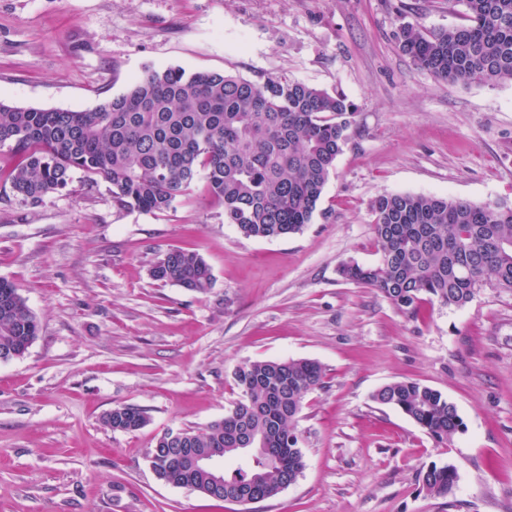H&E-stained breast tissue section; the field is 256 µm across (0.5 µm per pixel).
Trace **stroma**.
Masks as SVG:
<instances>
[{
    "label": "stroma",
    "instance_id": "35a3bbf8",
    "mask_svg": "<svg viewBox=\"0 0 512 512\" xmlns=\"http://www.w3.org/2000/svg\"><path fill=\"white\" fill-rule=\"evenodd\" d=\"M460 0H0V102L91 110L148 70L285 76L339 91L358 111L314 219L243 236L197 180L162 214L116 209L107 182L75 173L33 205L0 151V279L40 332L0 362V512H512V292L417 317L343 281L378 255L370 205L411 193L512 205V84L435 79L405 55L401 23H463ZM172 248L214 274L197 294L156 281ZM311 359L323 383L298 421L304 469L268 500L213 501L158 479L148 452L170 429L205 430L247 361ZM414 380L453 402L465 429L437 443L373 401ZM146 425L112 431L113 407ZM453 465L455 491L422 470ZM147 422L145 412L134 406H116L104 417V424L115 432L131 433ZM448 472H454L452 469H448V465H432L427 468L423 474V483L427 490L441 496L453 494L456 487L457 474L455 473L456 478L454 479L453 476L448 475Z\"/></svg>",
    "mask_w": 512,
    "mask_h": 512
}]
</instances>
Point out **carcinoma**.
<instances>
[{"label":"carcinoma","instance_id":"1","mask_svg":"<svg viewBox=\"0 0 512 512\" xmlns=\"http://www.w3.org/2000/svg\"><path fill=\"white\" fill-rule=\"evenodd\" d=\"M466 23L431 32L399 26L402 52L433 77L450 83H512V0H459ZM356 107L328 92L286 77L251 81L230 72L150 70L128 90L93 110H43L0 103V148L16 158L13 192L33 205L65 189L75 171L89 188L103 179L119 210L164 213L186 196L198 176L224 208V223L248 238L272 239L311 223L336 159L350 139ZM379 258L371 266L345 262L339 275L378 289L401 313L413 315L425 298L462 307L485 284L512 292V206L430 195L383 194L371 204ZM153 279L205 293L214 276L193 251L172 249L150 269ZM39 323L19 287L0 279V359L20 353L39 335ZM323 370L313 360L254 361L233 373L237 398L206 431L185 429L192 448L239 454L247 428L268 430L265 447L246 470L224 474V500L260 481L256 494L277 495L284 480L304 468L297 424L304 395L319 387ZM440 442L464 430L456 405L418 381H395L372 395ZM147 422L134 406L104 417L114 432ZM178 446L151 457L155 473L176 466ZM431 493L453 494L448 466L423 474Z\"/></svg>","mask_w":512,"mask_h":512}]
</instances>
